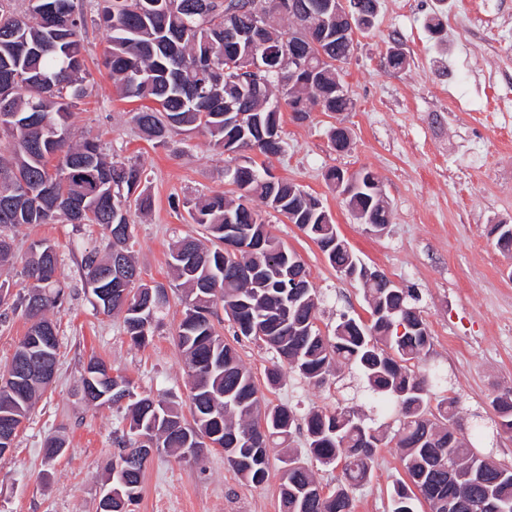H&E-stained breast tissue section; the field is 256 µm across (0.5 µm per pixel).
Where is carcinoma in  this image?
Segmentation results:
<instances>
[{"mask_svg": "<svg viewBox=\"0 0 512 512\" xmlns=\"http://www.w3.org/2000/svg\"><path fill=\"white\" fill-rule=\"evenodd\" d=\"M98 21L110 32L103 65L125 99L147 100L132 120L149 141L164 143L177 131H200L222 154H238L253 145L261 155L282 151L281 109L276 92L284 87L288 66L279 43L288 33L277 0H103ZM300 21L315 28L316 40L330 58H314L315 48L295 38L297 56L311 58L297 91L306 103L325 101V112L352 108L345 94L342 64L353 39L336 36V24L324 26L326 0H297ZM356 29L373 26L378 0H358ZM86 16L76 0H28L21 13L12 0H0V74L17 82L0 97V132L12 149L0 157V227L17 224H96L107 239V254L94 249L81 258L82 288L93 306L123 314L126 333L136 345L146 342L152 322L167 302L164 285L141 281L129 250L130 208H152L137 162H109L100 144L72 141L69 119L76 103L91 92L86 80L83 42ZM364 188L350 200L353 211H366L377 224L390 213L365 187L377 175L357 172ZM232 184L238 201L213 195L183 201L190 219L205 227L212 246L186 237L170 249L171 266L188 286L177 343L191 378L192 421L162 398L133 396L130 382L112 366L92 358L81 373V389L91 403L131 397L129 425L120 437L116 465L126 473L121 494L109 512H132L142 495L149 460L138 448H172L196 457L203 439L215 437L224 460L245 481L260 485L269 474V448L290 441L305 427L310 454L323 465H342L336 489L319 492V483L297 457L282 460L281 512H353V489L371 476L380 431L364 414L348 408L316 409L303 423L290 408L262 405L253 377L215 326L217 306L234 333L260 340L300 377L320 385L337 364L355 367L366 390L384 411L396 414L394 434L402 449L406 481L393 485L392 512H415L422 498L431 512H480L483 501L512 512V468L479 455L455 426L456 400L446 398L431 410L430 394L443 382L438 369L422 371L415 362L431 345L429 329L416 307L417 297L377 277L364 284L370 323L341 314L333 335L316 325L318 296L304 264L275 236L248 205L257 197L284 215L320 248L330 265L345 274L359 260L336 242V224L321 201L292 192V183L260 171L246 156L235 165ZM496 245L512 252V225L492 228ZM122 260L131 280L126 297L112 287V264ZM38 277L11 308L21 309L28 328L0 380L17 379L12 390L0 387V425L29 419L41 393V381L25 376L24 352L47 357L57 367L59 340L47 312L63 305L66 285L59 279V255L47 241L31 244L24 277ZM496 431L512 434V397L493 400ZM456 469L448 471V462Z\"/></svg>", "mask_w": 512, "mask_h": 512, "instance_id": "carcinoma-1", "label": "carcinoma"}]
</instances>
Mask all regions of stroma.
<instances>
[{"mask_svg": "<svg viewBox=\"0 0 512 512\" xmlns=\"http://www.w3.org/2000/svg\"><path fill=\"white\" fill-rule=\"evenodd\" d=\"M434 17L442 22L436 36L427 28ZM106 38L102 28L88 26L85 64L92 91L74 110L73 133L98 137L114 159L132 157L144 165L153 206L146 215L132 212L131 243L143 280L164 284L168 303L146 345L133 346L122 316L97 312L79 286L82 252L105 245L99 226L8 228L15 260L10 270H0V280L9 279L14 293H21L28 247L46 240L55 244L72 291L61 308L48 313L59 338L55 380L24 424L13 453L0 457V512H97L117 453L113 434L124 427L125 412L84 399L80 374L91 357L110 362L138 395L190 412L187 368L175 341L184 294L168 256L179 238L204 240L208 233L170 202L214 193L231 199L234 187L226 156L213 150L204 134L175 133L162 146L138 133L132 103L119 98L102 65ZM393 48L404 53V68L386 65ZM343 74L353 110L315 112L304 121L283 112V153L256 161L319 198L364 264L414 289L431 336L418 366L439 367L445 376L431 400L455 399L457 421L463 435H470L474 422L493 419V398L512 393V255L498 251L490 233L493 225L512 224V127H502L495 106L497 100L512 99V0H379L375 24L355 34ZM339 121L351 136L342 152L329 141V130ZM332 167L350 173L367 168L378 175L391 213L384 232H367L326 184L324 174ZM251 205L304 263L320 298L317 325L324 334H332L340 313L368 319L360 283L337 273L286 217L260 200ZM217 329L251 372L265 404L301 415L339 405L367 409L354 370L338 368L315 386L286 369L272 387L267 372L278 362L275 352L264 343L237 339L229 321H220ZM396 428L393 418L384 419L371 477L354 492L355 512H391L392 486L405 476ZM49 437L64 440L62 456L46 457ZM291 452L320 486L335 488L340 468L320 465L300 429L290 445L271 448L269 476L258 486L237 476L220 450L196 458L153 456L135 512H279L281 460Z\"/></svg>", "mask_w": 512, "mask_h": 512, "instance_id": "35a3bbf8", "label": "stroma"}]
</instances>
